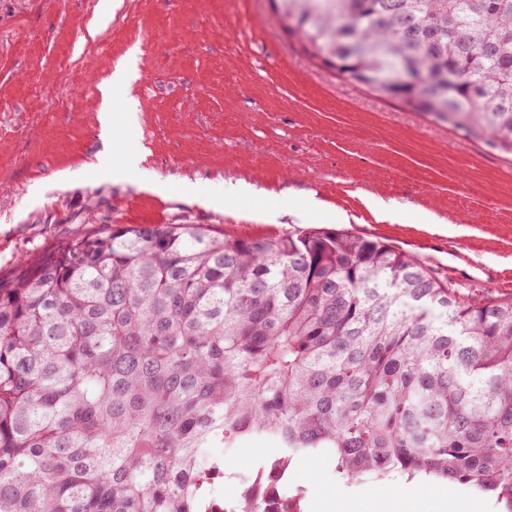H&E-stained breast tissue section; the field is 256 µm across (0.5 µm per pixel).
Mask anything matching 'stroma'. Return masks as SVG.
<instances>
[{
  "label": "stroma",
  "mask_w": 512,
  "mask_h": 512,
  "mask_svg": "<svg viewBox=\"0 0 512 512\" xmlns=\"http://www.w3.org/2000/svg\"><path fill=\"white\" fill-rule=\"evenodd\" d=\"M0 0V275L89 225L207 224L236 237L346 229L415 255L466 297L512 298V156L310 59L270 0ZM138 77L112 94L144 150L101 137L102 88L129 51ZM110 155V168L99 165ZM133 166L116 179L113 168ZM243 180L257 195L224 198ZM198 185L184 192L185 182ZM273 453L224 452L232 497ZM304 512H497L430 480L340 487L329 460L289 470Z\"/></svg>",
  "instance_id": "1"
}]
</instances>
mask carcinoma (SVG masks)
<instances>
[{
	"instance_id": "1",
	"label": "carcinoma",
	"mask_w": 512,
	"mask_h": 512,
	"mask_svg": "<svg viewBox=\"0 0 512 512\" xmlns=\"http://www.w3.org/2000/svg\"><path fill=\"white\" fill-rule=\"evenodd\" d=\"M272 2L326 68L512 155V0ZM389 61L449 91L373 81ZM256 436L275 453L224 512H264L312 453L512 512V299L316 227L103 224L0 277V512H205L204 449Z\"/></svg>"
}]
</instances>
